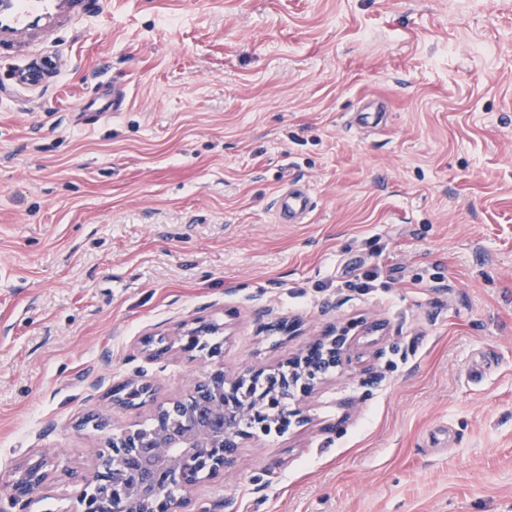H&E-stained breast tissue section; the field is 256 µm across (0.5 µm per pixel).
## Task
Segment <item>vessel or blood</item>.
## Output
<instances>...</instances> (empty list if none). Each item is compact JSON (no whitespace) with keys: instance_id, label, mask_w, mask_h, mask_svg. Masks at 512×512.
Returning a JSON list of instances; mask_svg holds the SVG:
<instances>
[{"instance_id":"vessel-or-blood-1","label":"vessel or blood","mask_w":512,"mask_h":512,"mask_svg":"<svg viewBox=\"0 0 512 512\" xmlns=\"http://www.w3.org/2000/svg\"><path fill=\"white\" fill-rule=\"evenodd\" d=\"M105 6L106 0H0V58L15 60L16 85L32 91L48 86L63 70L51 45L62 32L100 16ZM273 208L279 223L292 224L306 217L310 197L292 183Z\"/></svg>"}]
</instances>
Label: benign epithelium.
Returning a JSON list of instances; mask_svg holds the SVG:
<instances>
[{
	"label": "benign epithelium",
	"mask_w": 512,
	"mask_h": 512,
	"mask_svg": "<svg viewBox=\"0 0 512 512\" xmlns=\"http://www.w3.org/2000/svg\"><path fill=\"white\" fill-rule=\"evenodd\" d=\"M216 328L200 324L175 334L191 348ZM352 339L342 328L321 332L306 352L286 363L288 370L248 368L229 387L213 390L215 400L205 412L191 411L182 401L161 407L175 422L171 431L148 436L125 429L105 436L90 490L76 496L73 512H176L184 499L171 490H187L235 463L240 441L258 439L269 426L282 429L304 420L303 402L331 372L350 359ZM50 474L37 460L0 476L6 494L20 512L41 498Z\"/></svg>",
	"instance_id": "7a95c632"
}]
</instances>
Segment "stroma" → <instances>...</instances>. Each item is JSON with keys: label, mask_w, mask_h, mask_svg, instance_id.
Wrapping results in <instances>:
<instances>
[{"label": "stroma", "mask_w": 512, "mask_h": 512, "mask_svg": "<svg viewBox=\"0 0 512 512\" xmlns=\"http://www.w3.org/2000/svg\"><path fill=\"white\" fill-rule=\"evenodd\" d=\"M54 51L39 94L0 60V472L44 461L30 512H70L89 418L185 396L197 357L144 342L196 321L229 375L355 344L185 512H512V0H109ZM291 182L313 207L279 224ZM138 374L152 399L113 407Z\"/></svg>", "instance_id": "stroma-1"}]
</instances>
